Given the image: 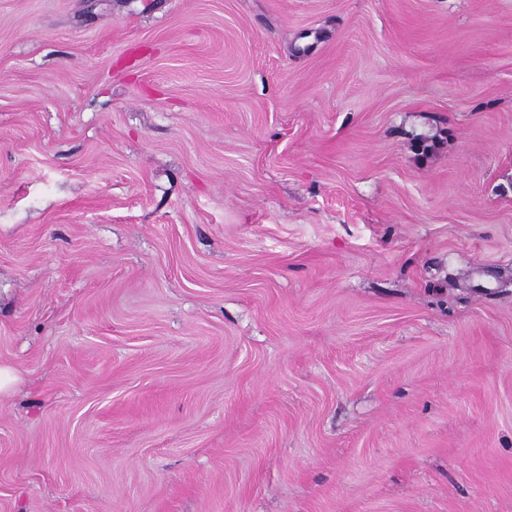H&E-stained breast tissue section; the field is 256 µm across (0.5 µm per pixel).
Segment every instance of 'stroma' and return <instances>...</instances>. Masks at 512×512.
Returning <instances> with one entry per match:
<instances>
[{
	"label": "stroma",
	"mask_w": 512,
	"mask_h": 512,
	"mask_svg": "<svg viewBox=\"0 0 512 512\" xmlns=\"http://www.w3.org/2000/svg\"><path fill=\"white\" fill-rule=\"evenodd\" d=\"M0 512H512V0H0Z\"/></svg>",
	"instance_id": "stroma-1"
}]
</instances>
